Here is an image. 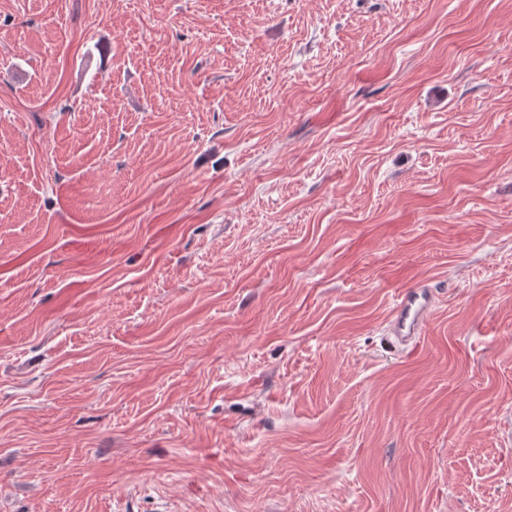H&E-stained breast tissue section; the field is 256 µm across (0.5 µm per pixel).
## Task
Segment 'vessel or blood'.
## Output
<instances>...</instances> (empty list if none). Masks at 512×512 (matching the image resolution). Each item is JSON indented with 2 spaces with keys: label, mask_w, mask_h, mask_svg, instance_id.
Returning a JSON list of instances; mask_svg holds the SVG:
<instances>
[{
  "label": "vessel or blood",
  "mask_w": 512,
  "mask_h": 512,
  "mask_svg": "<svg viewBox=\"0 0 512 512\" xmlns=\"http://www.w3.org/2000/svg\"><path fill=\"white\" fill-rule=\"evenodd\" d=\"M436 303L432 289L415 285L401 290L387 328L390 345L398 349L419 342Z\"/></svg>",
  "instance_id": "1"
}]
</instances>
